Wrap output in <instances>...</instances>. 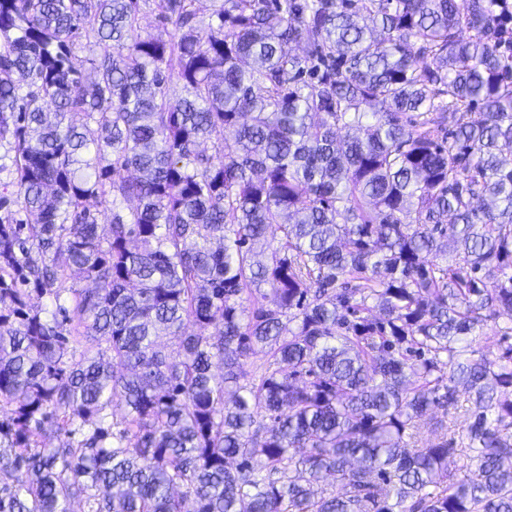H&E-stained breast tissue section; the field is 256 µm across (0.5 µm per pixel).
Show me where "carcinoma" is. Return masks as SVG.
I'll return each instance as SVG.
<instances>
[{
	"mask_svg": "<svg viewBox=\"0 0 512 512\" xmlns=\"http://www.w3.org/2000/svg\"><path fill=\"white\" fill-rule=\"evenodd\" d=\"M197 2L0 0V512H512V0ZM459 395L458 406L455 410H450L449 415L443 414V411L440 408H433L416 422L414 428V440L416 441L417 446H421L423 444V442L428 438L433 424L440 419H443L452 430H455L457 432L456 437L458 436V432H461V427L464 425V421L467 418V410L471 407L469 394L466 393L464 389L460 388Z\"/></svg>",
	"mask_w": 512,
	"mask_h": 512,
	"instance_id": "carcinoma-1",
	"label": "carcinoma"
}]
</instances>
